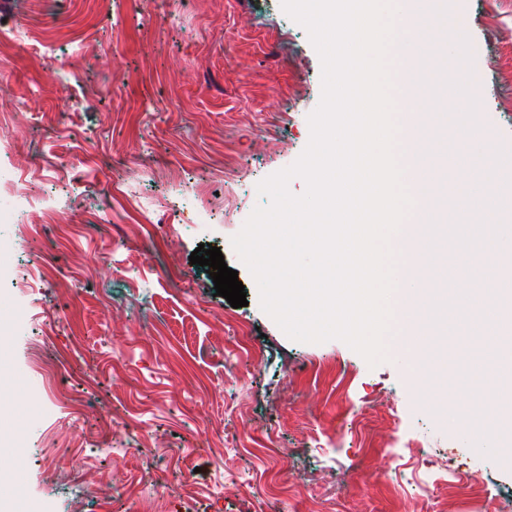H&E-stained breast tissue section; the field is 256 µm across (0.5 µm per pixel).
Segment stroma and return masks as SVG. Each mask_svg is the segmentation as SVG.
Listing matches in <instances>:
<instances>
[{"mask_svg":"<svg viewBox=\"0 0 512 512\" xmlns=\"http://www.w3.org/2000/svg\"><path fill=\"white\" fill-rule=\"evenodd\" d=\"M0 155L54 223L1 224L0 414L27 445L0 496L30 512H507L512 465L464 441L430 387L345 342L289 339L231 246L258 184L310 139L322 69L281 0H0ZM484 138L512 143V0H469ZM104 211L83 212L93 197ZM224 252L235 309L189 256ZM54 366L42 386L32 354ZM420 459L393 460V436Z\"/></svg>","mask_w":512,"mask_h":512,"instance_id":"obj_1","label":"stroma"}]
</instances>
